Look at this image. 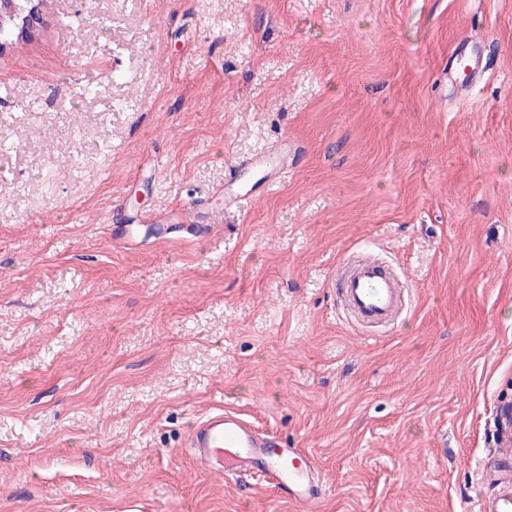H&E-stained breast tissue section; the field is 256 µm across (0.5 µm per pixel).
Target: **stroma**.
Returning <instances> with one entry per match:
<instances>
[{"label": "stroma", "mask_w": 512, "mask_h": 512, "mask_svg": "<svg viewBox=\"0 0 512 512\" xmlns=\"http://www.w3.org/2000/svg\"><path fill=\"white\" fill-rule=\"evenodd\" d=\"M0 108V512H299L195 466L217 407L313 456L319 512H473L512 400V0H44ZM285 139L207 236L113 241L114 204L223 206ZM360 252L409 291L388 329L336 309ZM293 156V158H292ZM296 149L287 140L281 141L271 150L254 156L248 161L247 168L254 169L260 174L258 181L265 184L267 191L272 192L281 183L282 175L294 160Z\"/></svg>", "instance_id": "obj_1"}]
</instances>
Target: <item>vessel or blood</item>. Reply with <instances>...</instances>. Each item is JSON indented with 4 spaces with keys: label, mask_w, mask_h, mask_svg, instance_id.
Wrapping results in <instances>:
<instances>
[{
    "label": "vessel or blood",
    "mask_w": 512,
    "mask_h": 512,
    "mask_svg": "<svg viewBox=\"0 0 512 512\" xmlns=\"http://www.w3.org/2000/svg\"><path fill=\"white\" fill-rule=\"evenodd\" d=\"M288 141L256 155L248 162L260 174L267 190H275L295 156ZM335 288L346 315L358 324L384 326L404 309L402 281L378 258L359 254L349 258L338 273ZM501 465L492 469L487 492L477 512H512V405L502 404L496 422ZM185 448L202 470L259 476L277 494L302 512H317L323 482L310 454L288 447L277 436L260 431L238 412L216 408L200 419L186 436Z\"/></svg>",
    "instance_id": "1"
}]
</instances>
